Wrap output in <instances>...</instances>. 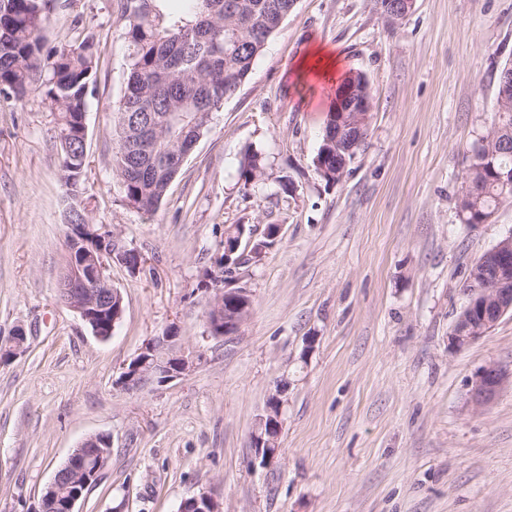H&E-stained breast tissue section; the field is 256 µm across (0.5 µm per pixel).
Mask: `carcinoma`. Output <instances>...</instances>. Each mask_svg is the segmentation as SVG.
Returning a JSON list of instances; mask_svg holds the SVG:
<instances>
[{
  "instance_id": "carcinoma-1",
  "label": "carcinoma",
  "mask_w": 512,
  "mask_h": 512,
  "mask_svg": "<svg viewBox=\"0 0 512 512\" xmlns=\"http://www.w3.org/2000/svg\"><path fill=\"white\" fill-rule=\"evenodd\" d=\"M168 0H120L130 53L124 93L114 107L117 135L112 170L125 200L145 212L155 210L190 152L209 129L224 100L248 77L257 56L294 7V0H189L186 14H167ZM49 0H0V86L25 97L35 72L43 75L45 95L55 112L61 169L67 193L85 194L84 133L88 98L95 89L97 51L85 38L67 48L44 51ZM336 140V113H329L316 154L336 163L345 154ZM512 171V96L507 111L472 147L464 185L455 206L463 224L489 218L512 200V183L497 173ZM241 178L248 186L263 174V158L245 152ZM110 240L90 232L71 249H107Z\"/></svg>"
}]
</instances>
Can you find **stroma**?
<instances>
[{
    "label": "stroma",
    "instance_id": "stroma-1",
    "mask_svg": "<svg viewBox=\"0 0 512 512\" xmlns=\"http://www.w3.org/2000/svg\"><path fill=\"white\" fill-rule=\"evenodd\" d=\"M44 36L49 50L96 43L88 217L141 268L112 267L124 315L109 341L59 302L68 227L51 103L39 86L21 100L0 90V347L27 337L0 361V512H30L96 434L112 455L76 512H177L202 493L222 512H512V314L449 343L470 267L512 234V202L475 226L455 207L512 61V0H416L394 26L372 0H296L151 213L112 171L129 52L116 0H52ZM320 44L372 95L366 144L333 185L312 163L327 91L296 70ZM249 148L264 169L247 186ZM235 224L280 234L235 272L252 298L238 334L209 338L204 274ZM174 323L201 363L116 386ZM490 364L510 380L478 409L471 382ZM275 393L283 428L264 466L251 435Z\"/></svg>",
    "mask_w": 512,
    "mask_h": 512
}]
</instances>
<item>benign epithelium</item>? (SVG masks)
<instances>
[{"label":"benign epithelium","mask_w":512,"mask_h":512,"mask_svg":"<svg viewBox=\"0 0 512 512\" xmlns=\"http://www.w3.org/2000/svg\"><path fill=\"white\" fill-rule=\"evenodd\" d=\"M371 101L361 89L356 74L348 76L336 92V136L349 135V154L356 157L364 134L362 124L370 115ZM245 228L237 225L224 231V266L221 275L208 274L210 287L216 291V298L209 302L206 312V327L213 337L233 336L240 329L252 307L250 291L238 288L230 273L235 266L230 257L239 250L255 260L264 249L254 245V238L244 239ZM495 280L477 282L468 278L465 293L468 303L457 316L449 341L454 348H463L481 339L489 329L506 313L512 312V289L504 288L506 277L512 272V235L497 248ZM114 255L93 253L84 255L79 262H73L71 280L77 289L67 307L74 310L84 324L91 328L100 341H107L119 326L124 312L122 294H117L118 304L112 308L111 320L97 304V295L86 289L85 274H90L101 288H112L109 274ZM178 339V328L168 327L162 335L148 339L138 354L123 368L116 385L125 391H134L153 380L171 382L195 368L203 359L199 348H173L171 343ZM26 336L20 331L12 337L10 346L0 348V359L10 358L24 352ZM506 376L494 365L484 367L471 385V400L477 407L489 404L504 385ZM282 400L280 394L272 395L267 402L266 414L259 418L262 431L252 433V447L261 459V464L270 465L277 455V440L282 432ZM111 453V441L104 435L86 438L73 449L53 480L43 491L37 506L31 512H75L76 503L81 500L89 486L104 468ZM178 512H220L218 504L208 495L200 494L184 500Z\"/></svg>","instance_id":"7a95c632"}]
</instances>
